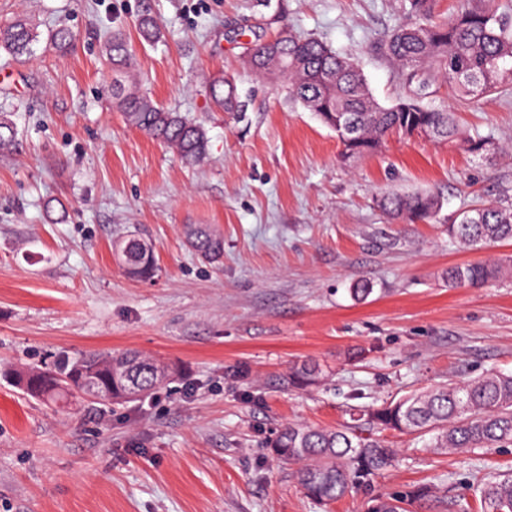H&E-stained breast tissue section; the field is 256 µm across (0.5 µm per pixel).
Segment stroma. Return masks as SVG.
I'll return each instance as SVG.
<instances>
[{
	"label": "stroma",
	"instance_id": "35a3bbf8",
	"mask_svg": "<svg viewBox=\"0 0 512 512\" xmlns=\"http://www.w3.org/2000/svg\"><path fill=\"white\" fill-rule=\"evenodd\" d=\"M160 42L140 40L143 11ZM27 16L33 56L0 51V113L19 134L0 153V512H364L369 493L434 485L450 512H481L466 484L512 473L511 448L436 454L392 430V467L327 505L305 497L265 442L285 423L351 424L354 410L488 370L512 373V278L452 288L450 266L512 256V241L466 249L454 216L485 200L512 207V87L458 105L487 137L483 159L453 142L389 136L346 160L336 134L253 75L248 48L282 28L351 57L374 98L403 92L379 42L401 0H0V24ZM71 30L67 53L46 41ZM124 29L133 77L156 102L202 121L197 164L112 107L103 41ZM235 85L244 111L208 86ZM427 192L443 206L401 222L381 193ZM214 225L224 259L190 250L183 229ZM151 245L156 270L133 279L115 242ZM368 283L360 299L353 290ZM140 350L177 376L140 402H44L12 381L22 366ZM319 366L308 387L292 366ZM211 97L215 104L226 112H234L236 107H239L233 86L227 83L224 84V79L213 82Z\"/></svg>",
	"mask_w": 512,
	"mask_h": 512
}]
</instances>
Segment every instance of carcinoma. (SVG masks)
<instances>
[{
	"label": "carcinoma",
	"mask_w": 512,
	"mask_h": 512,
	"mask_svg": "<svg viewBox=\"0 0 512 512\" xmlns=\"http://www.w3.org/2000/svg\"><path fill=\"white\" fill-rule=\"evenodd\" d=\"M408 14L380 46L397 67L404 87V93L387 107L374 99L353 59L316 38L285 31L256 42L246 63L255 74L283 79L288 99L302 104L335 131L352 157L376 152L389 135L419 125L435 130V141H456L476 156L490 154L493 143L464 135L454 111L430 108L422 103V97L434 83L446 86L464 102L511 85L512 15L498 11L493 0H459L446 21L431 18L428 0H409ZM136 30L149 44L161 38L158 23L149 13L138 17ZM72 39L66 27L48 34L50 43L61 52L70 48ZM37 42L30 22L17 20L0 26V50L14 59L31 57ZM103 52L112 65V107L182 161L192 164L204 159L208 138L196 120L157 104L127 84L132 65L127 34L113 30L103 43ZM211 97L226 112L238 107L233 86L222 80L213 82ZM16 137L14 123L0 115V151L10 149ZM378 205L393 218L410 223L427 221L442 208L439 197L425 193H387ZM462 216L468 223L450 224L448 233L466 246L512 240V209L487 201ZM185 238L191 249L211 264L224 256V239L210 224L187 225ZM115 249L123 253L122 267L129 276H151L153 251L144 239L132 235ZM505 275L512 276V264L500 259L454 266L448 268V287L479 288ZM85 371L97 381L100 394L96 400L120 404L128 402L132 394H153L176 369L137 351L90 353L53 367L16 369L13 380L26 395L51 401L59 396L89 395L83 383ZM320 375L314 364L293 371L294 379L305 385L315 383ZM375 429L418 437L430 433L428 447L438 450L512 447V373L488 370L472 379L427 388L363 409L354 424L341 429L288 423L266 444V450L297 466L296 478L309 499L328 504L352 488L371 486L379 472L395 460L397 449L376 438ZM479 493L484 512H512L511 474L480 481ZM434 498L432 486L418 484L400 494L371 497L367 512H406L404 505L425 504Z\"/></svg>",
	"instance_id": "obj_1"
}]
</instances>
